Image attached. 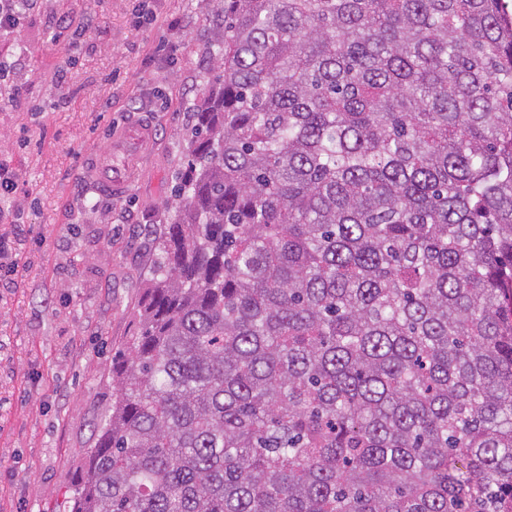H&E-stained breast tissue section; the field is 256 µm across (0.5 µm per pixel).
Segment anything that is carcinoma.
Segmentation results:
<instances>
[{
	"label": "carcinoma",
	"instance_id": "cac0c4a2",
	"mask_svg": "<svg viewBox=\"0 0 512 512\" xmlns=\"http://www.w3.org/2000/svg\"><path fill=\"white\" fill-rule=\"evenodd\" d=\"M223 28L68 512H512V13Z\"/></svg>",
	"mask_w": 512,
	"mask_h": 512
}]
</instances>
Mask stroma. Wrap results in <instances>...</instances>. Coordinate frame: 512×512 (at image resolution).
Returning <instances> with one entry per match:
<instances>
[{
  "mask_svg": "<svg viewBox=\"0 0 512 512\" xmlns=\"http://www.w3.org/2000/svg\"><path fill=\"white\" fill-rule=\"evenodd\" d=\"M223 10L222 0H30L0 29V163L17 174L16 192L0 197V242L27 239L19 273L0 272V512H63L112 410V359L134 334ZM137 122L152 139L112 157L126 191L100 193L96 159Z\"/></svg>",
  "mask_w": 512,
  "mask_h": 512,
  "instance_id": "obj_1",
  "label": "stroma"
}]
</instances>
